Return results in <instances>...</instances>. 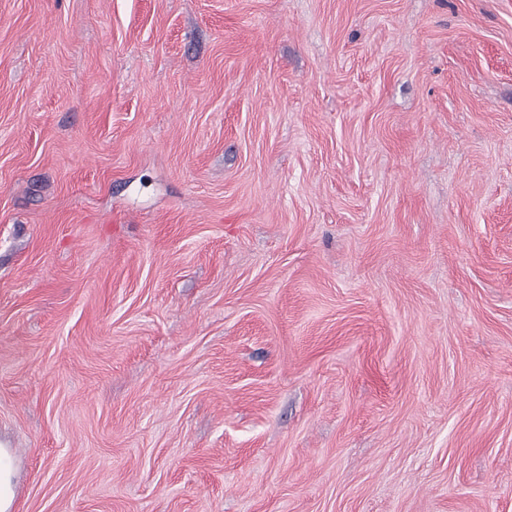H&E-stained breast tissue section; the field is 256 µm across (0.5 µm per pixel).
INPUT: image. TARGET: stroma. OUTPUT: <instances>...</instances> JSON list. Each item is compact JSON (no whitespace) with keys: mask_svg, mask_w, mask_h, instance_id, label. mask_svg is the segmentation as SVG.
<instances>
[{"mask_svg":"<svg viewBox=\"0 0 512 512\" xmlns=\"http://www.w3.org/2000/svg\"><path fill=\"white\" fill-rule=\"evenodd\" d=\"M12 512H512V0H0Z\"/></svg>","mask_w":512,"mask_h":512,"instance_id":"obj_1","label":"stroma"}]
</instances>
